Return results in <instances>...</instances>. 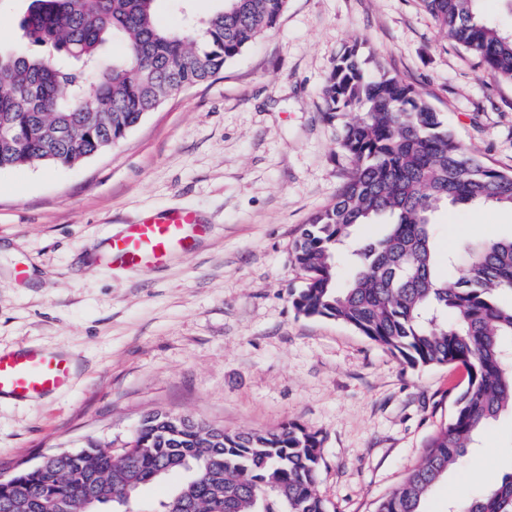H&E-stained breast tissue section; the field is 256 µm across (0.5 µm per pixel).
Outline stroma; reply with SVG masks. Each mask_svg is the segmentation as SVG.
Masks as SVG:
<instances>
[{
	"label": "stroma",
	"mask_w": 512,
	"mask_h": 512,
	"mask_svg": "<svg viewBox=\"0 0 512 512\" xmlns=\"http://www.w3.org/2000/svg\"><path fill=\"white\" fill-rule=\"evenodd\" d=\"M222 0H156L158 21L209 17ZM362 44L412 83L487 164L512 170V81L491 78L419 0H288L276 28L209 80L148 113L72 167L0 170V349L69 355V389L0 402V470L51 448L123 447L163 412L228 431L294 422L322 441L317 491L330 512H373L447 422L460 365L412 367L351 327L305 317L293 245L349 170L320 88ZM186 209L212 230L160 271L100 254L144 213ZM436 241L512 235V211L461 207ZM512 470V416L480 436L423 504L446 512L475 474Z\"/></svg>",
	"instance_id": "stroma-1"
}]
</instances>
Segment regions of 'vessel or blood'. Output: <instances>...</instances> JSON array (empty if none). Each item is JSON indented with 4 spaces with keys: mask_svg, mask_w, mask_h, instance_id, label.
I'll return each instance as SVG.
<instances>
[{
    "mask_svg": "<svg viewBox=\"0 0 512 512\" xmlns=\"http://www.w3.org/2000/svg\"><path fill=\"white\" fill-rule=\"evenodd\" d=\"M205 227L188 210H161L126 225L109 237L106 256L112 264L134 269H159L177 253L190 252L194 237ZM70 360L39 348L0 351V397L38 401L72 381Z\"/></svg>",
    "mask_w": 512,
    "mask_h": 512,
    "instance_id": "1",
    "label": "vessel or blood"
}]
</instances>
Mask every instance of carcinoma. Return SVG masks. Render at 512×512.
I'll use <instances>...</instances> for the list:
<instances>
[{
	"instance_id": "obj_1",
	"label": "carcinoma",
	"mask_w": 512,
	"mask_h": 512,
	"mask_svg": "<svg viewBox=\"0 0 512 512\" xmlns=\"http://www.w3.org/2000/svg\"><path fill=\"white\" fill-rule=\"evenodd\" d=\"M156 0H31L25 41L0 52V170L73 166L107 151L169 95L219 73L278 24L288 0H224L200 24L162 26ZM482 0H421L445 35L488 75L512 80V29ZM118 56L108 52L114 36ZM46 48L37 53L30 45ZM359 45L336 60L321 90L325 116L350 162L333 202L303 225L306 273L296 311L342 322L411 366L460 364L467 383L421 462L374 512H423L434 487L501 414H512V237L438 249L433 216L482 205L512 210V172L459 142L430 102ZM110 117L90 127L92 112ZM381 224L375 237H359ZM346 254L347 279L338 257ZM462 267L454 277L448 270ZM321 440L295 423L228 432L147 415L120 453L93 443L58 449L47 470L0 475V512H135L141 489L175 472L184 481L158 512H329L317 494ZM512 512V471L459 507Z\"/></svg>"
}]
</instances>
